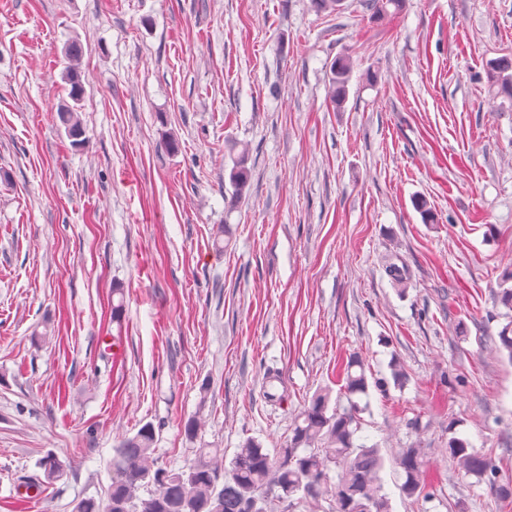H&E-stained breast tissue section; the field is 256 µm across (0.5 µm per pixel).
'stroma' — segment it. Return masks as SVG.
<instances>
[{"instance_id":"obj_1","label":"stroma","mask_w":512,"mask_h":512,"mask_svg":"<svg viewBox=\"0 0 512 512\" xmlns=\"http://www.w3.org/2000/svg\"><path fill=\"white\" fill-rule=\"evenodd\" d=\"M72 37L79 148L56 114ZM505 55L512 0H404L381 21L366 0H0V512L104 499L146 424L163 466L249 438L276 452L353 354L408 374L359 415L391 512H512L443 452L459 419L512 479V360L489 346L512 264V102L488 82ZM415 443L426 499L399 489ZM50 452L72 471L25 502ZM352 70L353 62L347 56L337 57L330 66L331 98L337 108H341L346 100Z\"/></svg>"}]
</instances>
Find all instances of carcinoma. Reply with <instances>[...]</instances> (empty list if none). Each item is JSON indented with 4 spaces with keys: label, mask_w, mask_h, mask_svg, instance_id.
Segmentation results:
<instances>
[{
    "label": "carcinoma",
    "mask_w": 512,
    "mask_h": 512,
    "mask_svg": "<svg viewBox=\"0 0 512 512\" xmlns=\"http://www.w3.org/2000/svg\"><path fill=\"white\" fill-rule=\"evenodd\" d=\"M83 45L77 38L63 51L62 80L69 101L58 109V120L67 136L80 144L83 127L80 117L84 98L81 60ZM353 70V62L340 56L330 66L331 98L343 106ZM492 78L504 95L512 98V59L491 64ZM250 179V170L239 161L230 173L235 195H241ZM497 304L506 309V323L498 332L495 348L512 360V266L505 268L498 281ZM391 378L369 383L364 362L357 356L346 366L343 396L348 405L330 406L331 391H318L297 415L286 445L272 456L254 439L240 445L229 462L220 448H199L187 465L171 469L158 465L154 457L155 431L146 424L126 438L112 460L111 482L106 502L93 497L78 501L75 512H267V503L277 498L289 508H315L328 503L327 512H391L383 493L380 473L384 460L375 445L356 442L359 431L356 415L367 409L359 400L369 397V388L385 392L401 387L407 376L400 360L390 364ZM461 420L448 424L444 452L455 468L489 484L502 501H512V483L497 480L494 460L456 436ZM402 483L400 490L409 498L429 497L425 449L410 445L396 457ZM47 482L67 476L69 462L49 453L39 461ZM336 472V479L330 472ZM148 490L146 498L140 496Z\"/></svg>",
    "instance_id": "obj_1"
}]
</instances>
